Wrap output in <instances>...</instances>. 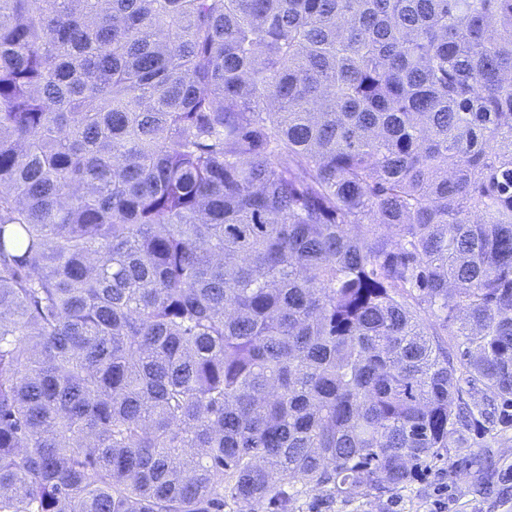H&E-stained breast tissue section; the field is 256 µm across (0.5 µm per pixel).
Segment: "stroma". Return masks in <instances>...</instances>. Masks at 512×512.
<instances>
[{"label": "stroma", "instance_id": "obj_1", "mask_svg": "<svg viewBox=\"0 0 512 512\" xmlns=\"http://www.w3.org/2000/svg\"><path fill=\"white\" fill-rule=\"evenodd\" d=\"M461 437L464 448L494 462L493 482L447 463L419 477L405 491L381 497L328 504L313 491L300 498L297 512H512V425L487 423L462 431Z\"/></svg>", "mask_w": 512, "mask_h": 512}]
</instances>
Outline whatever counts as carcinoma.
<instances>
[{
  "instance_id": "1",
  "label": "carcinoma",
  "mask_w": 512,
  "mask_h": 512,
  "mask_svg": "<svg viewBox=\"0 0 512 512\" xmlns=\"http://www.w3.org/2000/svg\"><path fill=\"white\" fill-rule=\"evenodd\" d=\"M495 417L512 0H0V512H295Z\"/></svg>"
}]
</instances>
